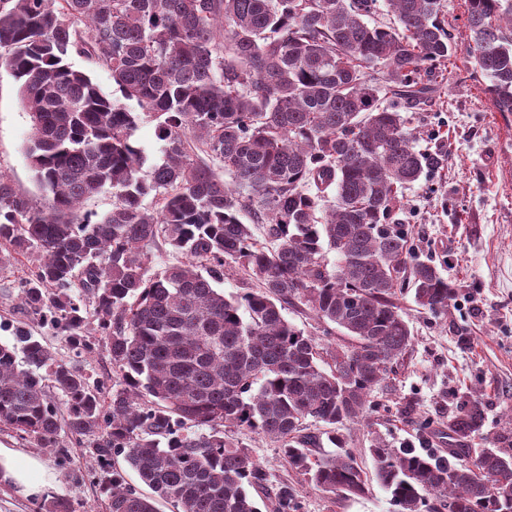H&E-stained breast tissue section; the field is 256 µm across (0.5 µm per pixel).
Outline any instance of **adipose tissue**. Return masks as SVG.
I'll list each match as a JSON object with an SVG mask.
<instances>
[{"label":"adipose tissue","instance_id":"1","mask_svg":"<svg viewBox=\"0 0 512 512\" xmlns=\"http://www.w3.org/2000/svg\"><path fill=\"white\" fill-rule=\"evenodd\" d=\"M0 483L10 485L23 498L38 501L56 489L58 479L38 456L0 445Z\"/></svg>","mask_w":512,"mask_h":512}]
</instances>
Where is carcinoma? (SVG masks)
Here are the masks:
<instances>
[{
    "mask_svg": "<svg viewBox=\"0 0 512 512\" xmlns=\"http://www.w3.org/2000/svg\"><path fill=\"white\" fill-rule=\"evenodd\" d=\"M466 3L467 54L495 110L512 114V0ZM385 4L393 22L371 26L379 0H0V70L29 108L25 154L44 197L32 202L0 174V268L38 254L19 284L25 307L82 351L94 346L93 314L112 364L104 396L16 328L0 344L1 425L41 448L64 432L103 464L121 455L179 512H261L251 491L267 475L232 427L276 439L326 494L365 491L340 427L367 418L409 353L399 300L410 293L443 315L456 294L392 220L402 190L439 167L415 148L404 113L437 93L456 44L441 0ZM74 53L106 68L141 112L73 68ZM142 113L164 154L146 172ZM191 140L224 176L192 158ZM106 193L110 211L81 213ZM243 213L265 220L262 237ZM160 241L184 260L156 272ZM230 263L256 287L219 291ZM289 305L349 342H317L285 318ZM484 424L483 401L466 395L448 415V451L372 445L398 512L447 502L512 512L489 485L512 484L511 450L460 462ZM325 442L336 453L315 456ZM100 494L109 512H156L115 467ZM271 507L299 512L295 489L278 487ZM36 512L73 510L53 497Z\"/></svg>",
    "mask_w": 512,
    "mask_h": 512,
    "instance_id": "obj_1",
    "label": "carcinoma"
}]
</instances>
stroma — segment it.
<instances>
[{
    "label": "stroma",
    "instance_id": "1",
    "mask_svg": "<svg viewBox=\"0 0 512 512\" xmlns=\"http://www.w3.org/2000/svg\"><path fill=\"white\" fill-rule=\"evenodd\" d=\"M441 2V18L459 52L450 79L430 106L412 113L411 127L418 148L441 152L443 162L405 190L395 220L408 225L418 256L432 258L459 293L448 314L439 316L417 309L412 297L401 301L413 334L411 353L392 388L374 392L377 408L369 422L342 429L368 476L363 494H324L288 466L277 442L245 427L231 429L266 472L269 489L295 487L300 512H395L372 477L373 439L395 447H447L448 415L469 392L486 405L483 434L472 439V450L512 446V114L495 111L487 78L463 54L469 40L465 0ZM30 128L16 81L1 73L0 174L37 200L41 191L24 153ZM36 263L29 255L0 271V344H13L16 327H32L56 358L84 366L110 389L112 366L103 346L77 352L22 304L17 283ZM0 444L38 454L58 478L55 497L68 500L74 512H106L99 485L107 473L85 444L64 434L58 447L40 449L3 425Z\"/></svg>",
    "mask_w": 512,
    "mask_h": 512
}]
</instances>
